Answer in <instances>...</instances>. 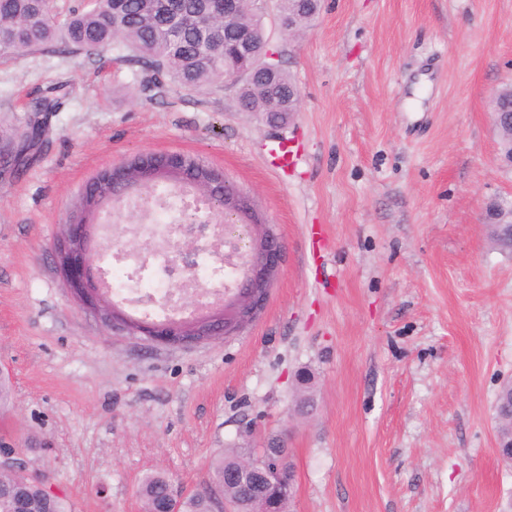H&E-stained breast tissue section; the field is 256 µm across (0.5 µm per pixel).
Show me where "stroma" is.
<instances>
[{"instance_id":"1","label":"stroma","mask_w":512,"mask_h":512,"mask_svg":"<svg viewBox=\"0 0 512 512\" xmlns=\"http://www.w3.org/2000/svg\"><path fill=\"white\" fill-rule=\"evenodd\" d=\"M265 36L301 93L277 124L221 81L147 96L110 47L0 55V146L66 89L35 158L0 167V448L26 449L72 512H143L154 471L203 491L245 443L287 448L291 512H512L495 437L512 254L482 226L487 202L512 200L490 112L512 84V0H322L300 38ZM281 141L298 151L285 170ZM145 152L222 171L279 238L238 335L150 343L67 290L54 245L85 183Z\"/></svg>"}]
</instances>
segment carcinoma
Listing matches in <instances>:
<instances>
[{
	"instance_id": "obj_1",
	"label": "carcinoma",
	"mask_w": 512,
	"mask_h": 512,
	"mask_svg": "<svg viewBox=\"0 0 512 512\" xmlns=\"http://www.w3.org/2000/svg\"><path fill=\"white\" fill-rule=\"evenodd\" d=\"M319 6L309 0H279L278 22L282 32L309 27ZM264 10L240 7L224 15V0H89L86 5L58 19L46 0H0V54L44 51L62 45L74 52L97 56L112 45L124 62L140 66L159 85L166 77L186 89H199L224 78L237 67L235 43L250 38L251 71L237 78V102L242 112L282 115L297 111L288 105V89L295 80L267 58L263 35ZM293 29H288V23ZM494 112L512 113V86L499 90L490 103ZM500 454L512 461V388L501 386L497 404ZM276 448H227L212 463L214 487L188 495L176 512H213L221 495L236 512H288L290 499L274 486L256 495L252 486L258 473L243 470L244 463ZM169 477L159 471L144 476L140 486L145 512H170ZM0 512H69L59 494L44 481L0 471Z\"/></svg>"
}]
</instances>
